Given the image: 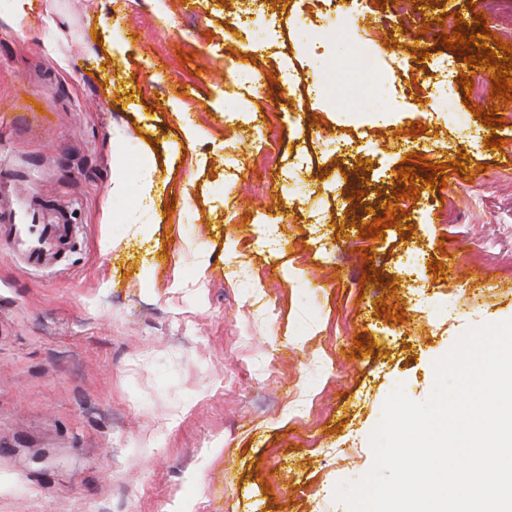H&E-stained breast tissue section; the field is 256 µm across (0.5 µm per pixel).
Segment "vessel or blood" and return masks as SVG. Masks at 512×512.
Returning <instances> with one entry per match:
<instances>
[{
	"label": "vessel or blood",
	"instance_id": "1",
	"mask_svg": "<svg viewBox=\"0 0 512 512\" xmlns=\"http://www.w3.org/2000/svg\"><path fill=\"white\" fill-rule=\"evenodd\" d=\"M62 224H39L25 220L0 224V247L22 251L30 265H41L48 253L66 238Z\"/></svg>",
	"mask_w": 512,
	"mask_h": 512
}]
</instances>
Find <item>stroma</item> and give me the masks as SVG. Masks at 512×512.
Returning <instances> with one entry per match:
<instances>
[{
  "mask_svg": "<svg viewBox=\"0 0 512 512\" xmlns=\"http://www.w3.org/2000/svg\"><path fill=\"white\" fill-rule=\"evenodd\" d=\"M200 2L117 18L109 0H34L20 34L0 0V222L25 206L71 234L45 268L0 251V512H348L335 489L371 470L388 396L425 401L468 328L512 320V103L487 68H467L454 112L427 87L456 18L476 34L486 17L490 48L512 24L487 0H386L348 40L276 0L244 31L234 0ZM240 52L319 83L307 111L265 84L228 94ZM489 107L502 125L475 119ZM410 153L417 176L445 168L424 220L397 198ZM391 201L398 225L362 234Z\"/></svg>",
  "mask_w": 512,
  "mask_h": 512,
  "instance_id": "1",
  "label": "stroma"
}]
</instances>
